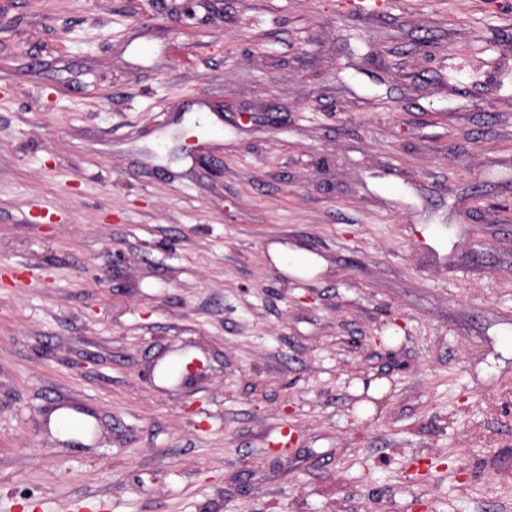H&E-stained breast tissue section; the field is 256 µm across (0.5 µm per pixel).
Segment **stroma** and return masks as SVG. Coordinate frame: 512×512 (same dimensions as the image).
Segmentation results:
<instances>
[{
  "instance_id": "35a3bbf8",
  "label": "stroma",
  "mask_w": 512,
  "mask_h": 512,
  "mask_svg": "<svg viewBox=\"0 0 512 512\" xmlns=\"http://www.w3.org/2000/svg\"><path fill=\"white\" fill-rule=\"evenodd\" d=\"M357 2L0 9V512H512V0Z\"/></svg>"
}]
</instances>
